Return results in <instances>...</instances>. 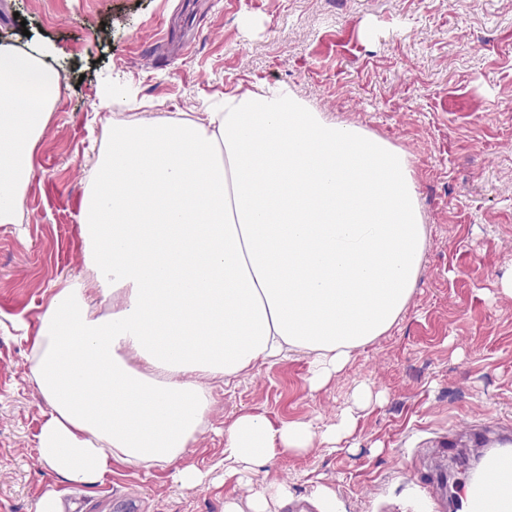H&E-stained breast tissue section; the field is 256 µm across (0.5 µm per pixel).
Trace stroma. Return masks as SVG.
I'll use <instances>...</instances> for the list:
<instances>
[{
    "mask_svg": "<svg viewBox=\"0 0 512 512\" xmlns=\"http://www.w3.org/2000/svg\"><path fill=\"white\" fill-rule=\"evenodd\" d=\"M54 47L58 104L34 146L23 221L0 224V512H34L61 480L38 460L48 407L28 338L51 296L86 278L81 205L116 120L205 111L225 91L284 84L310 109L404 149L427 246L412 300L322 389L303 353L215 389L209 429L168 468H120L75 488L90 512H224L225 497L288 480V512H466L458 489L478 438L512 433V0H0V37ZM133 94L117 110L106 87ZM365 385L380 400L354 405ZM357 418L340 449L279 455L253 484L224 481V430ZM206 473L185 489L181 468Z\"/></svg>",
    "mask_w": 512,
    "mask_h": 512,
    "instance_id": "35a3bbf8",
    "label": "stroma"
}]
</instances>
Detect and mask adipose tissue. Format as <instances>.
Instances as JSON below:
<instances>
[{"label":"adipose tissue","instance_id":"1","mask_svg":"<svg viewBox=\"0 0 512 512\" xmlns=\"http://www.w3.org/2000/svg\"><path fill=\"white\" fill-rule=\"evenodd\" d=\"M61 81L48 48L0 42V224L22 221ZM81 222L95 276L51 297L30 365L48 406L37 453L66 485L169 466L205 432L211 382L258 362L305 352L320 390L403 312L426 246L407 155L284 85L225 92L191 119L113 124ZM355 427L349 411L321 432L241 413L224 475L336 447ZM290 500L268 482L224 512Z\"/></svg>","mask_w":512,"mask_h":512}]
</instances>
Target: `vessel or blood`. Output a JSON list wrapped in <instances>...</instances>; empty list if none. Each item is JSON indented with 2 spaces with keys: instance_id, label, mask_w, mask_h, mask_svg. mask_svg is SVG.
<instances>
[{
  "instance_id": "obj_1",
  "label": "vessel or blood",
  "mask_w": 512,
  "mask_h": 512,
  "mask_svg": "<svg viewBox=\"0 0 512 512\" xmlns=\"http://www.w3.org/2000/svg\"><path fill=\"white\" fill-rule=\"evenodd\" d=\"M462 499L473 512H512V456L503 454L489 462L477 487H463Z\"/></svg>"
}]
</instances>
